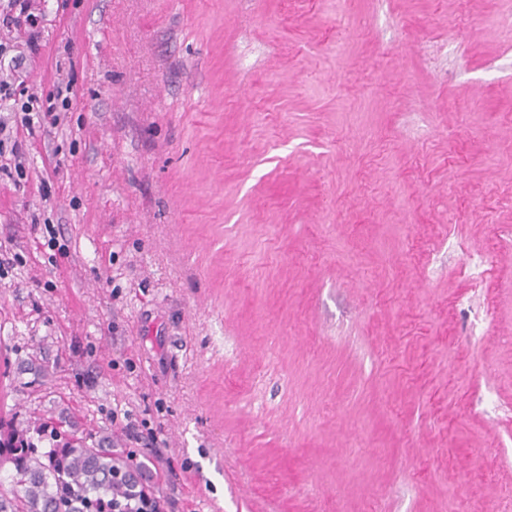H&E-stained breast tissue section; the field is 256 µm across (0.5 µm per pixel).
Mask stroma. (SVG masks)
<instances>
[{"mask_svg": "<svg viewBox=\"0 0 512 512\" xmlns=\"http://www.w3.org/2000/svg\"><path fill=\"white\" fill-rule=\"evenodd\" d=\"M34 12L6 419L135 424L167 512H512V0Z\"/></svg>", "mask_w": 512, "mask_h": 512, "instance_id": "1", "label": "stroma"}]
</instances>
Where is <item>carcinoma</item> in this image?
Segmentation results:
<instances>
[{
    "label": "carcinoma",
    "instance_id": "obj_1",
    "mask_svg": "<svg viewBox=\"0 0 512 512\" xmlns=\"http://www.w3.org/2000/svg\"><path fill=\"white\" fill-rule=\"evenodd\" d=\"M71 432L50 434L40 450L14 429L0 437V512H112V498L150 492L148 464L112 446V439L79 434V423L64 419Z\"/></svg>",
    "mask_w": 512,
    "mask_h": 512
}]
</instances>
